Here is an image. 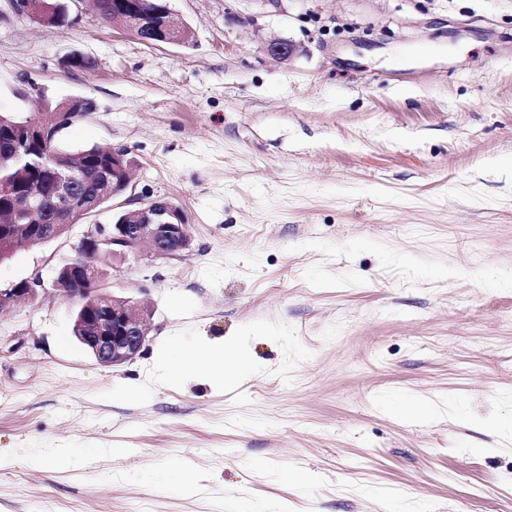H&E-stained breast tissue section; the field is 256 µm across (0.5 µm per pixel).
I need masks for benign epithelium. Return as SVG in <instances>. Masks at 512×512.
I'll return each mask as SVG.
<instances>
[{
	"instance_id": "benign-epithelium-1",
	"label": "benign epithelium",
	"mask_w": 512,
	"mask_h": 512,
	"mask_svg": "<svg viewBox=\"0 0 512 512\" xmlns=\"http://www.w3.org/2000/svg\"><path fill=\"white\" fill-rule=\"evenodd\" d=\"M130 13L139 16V24L131 28L126 23L117 27L138 41L152 45L173 43L188 45L193 41V31L186 23L175 18L167 3L155 11H144L139 4L131 6ZM298 47L287 39H272L266 45L269 56L278 60L293 57ZM95 109L93 102L84 97L68 98L58 103L54 112L60 115L82 116ZM49 128L37 125L31 134L14 145L15 153H30ZM121 165V155L112 149V169ZM110 169V170H112ZM110 170L101 168L96 172L99 194L110 189ZM57 193L53 203L54 223L29 224L30 216L42 211L46 201L41 195L28 194L15 219L31 240L45 243L64 238L70 228L96 208L93 200L78 189L69 170L55 174ZM191 239L190 225L183 221L181 212L161 199L141 198L138 205L127 211L122 224H94L75 247L81 251L91 245L98 254H108L114 259H126L142 255L174 256L187 246ZM43 282L36 277L22 280L13 288L0 292V309H8L22 301L33 299ZM99 281L93 280L89 288H56L58 295L75 306L79 334L77 340L96 362L102 366H117L133 361L143 353L151 333V310L145 303L136 304L120 297L98 294Z\"/></svg>"
}]
</instances>
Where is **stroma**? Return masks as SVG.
I'll list each match as a JSON object with an SVG mask.
<instances>
[{
    "label": "stroma",
    "mask_w": 512,
    "mask_h": 512,
    "mask_svg": "<svg viewBox=\"0 0 512 512\" xmlns=\"http://www.w3.org/2000/svg\"><path fill=\"white\" fill-rule=\"evenodd\" d=\"M169 5L192 44L0 0V113L92 99L60 147L129 149L134 194L191 226L177 255L100 258L107 294L153 310L113 368L51 282L125 198L0 263V290L45 285L0 312V512H512V0ZM219 342L251 366L233 389L189 363L160 381ZM57 446L92 454L26 464Z\"/></svg>",
    "instance_id": "stroma-1"
}]
</instances>
